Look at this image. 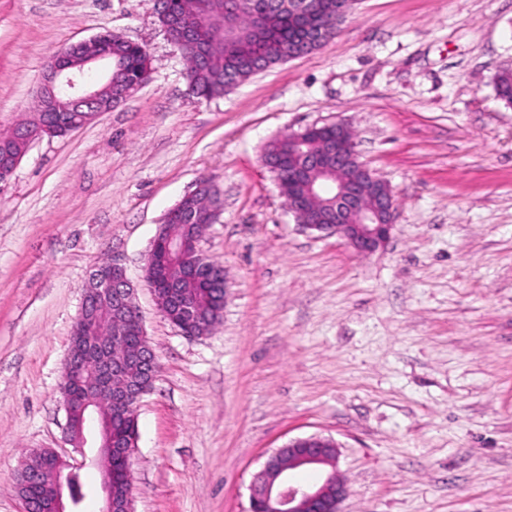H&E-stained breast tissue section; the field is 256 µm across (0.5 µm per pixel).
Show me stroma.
Here are the masks:
<instances>
[{"label": "stroma", "mask_w": 512, "mask_h": 512, "mask_svg": "<svg viewBox=\"0 0 512 512\" xmlns=\"http://www.w3.org/2000/svg\"><path fill=\"white\" fill-rule=\"evenodd\" d=\"M109 30L152 78L34 143L0 185V512L28 454L66 441L60 383L90 273L121 259L158 372L137 411L135 512H251L267 457L339 446L344 512H512V0H354L335 36L224 96L192 97L154 0H0V133L29 117L47 56ZM345 123L396 195L361 255L299 228L265 146ZM222 208L219 323L188 337L143 267L200 180Z\"/></svg>", "instance_id": "stroma-1"}]
</instances>
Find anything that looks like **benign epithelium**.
Wrapping results in <instances>:
<instances>
[{"instance_id":"benign-epithelium-1","label":"benign epithelium","mask_w":512,"mask_h":512,"mask_svg":"<svg viewBox=\"0 0 512 512\" xmlns=\"http://www.w3.org/2000/svg\"><path fill=\"white\" fill-rule=\"evenodd\" d=\"M99 42L93 36L52 53L36 92L34 117L18 126L20 140L29 145L45 137L68 135L134 94L124 90L107 103L101 101V88H112V55L101 51ZM99 62L106 64L107 75L101 83L89 87L82 80L84 71ZM322 129L328 131L325 152L336 156L338 167L347 161L357 167L358 176L324 185L333 196L334 210L319 217L315 224L299 221L298 225L304 231L336 235L357 253L370 254L390 238L395 216L393 190L385 183L374 196H368V186L379 178L358 160L350 130L340 122ZM178 215H185L180 202L168 212L153 245H163L168 255L174 251L192 254L193 268L197 270L205 257L198 250L189 252L185 241L168 231L171 219ZM155 252L151 249L145 261L143 281L166 315L167 297L160 294V289L171 288L173 283L157 280ZM103 306L122 315V322L110 336L94 332ZM195 316L194 307L184 306L180 319L173 324L183 334L194 336L196 332L190 325ZM130 334L136 337L131 346L126 343ZM156 370L157 357L147 339L135 302V288L125 267L117 259L97 267L85 285L61 382L67 441L79 458L66 459L48 448L32 451L29 459L33 460V468L23 472V480L46 487V493L41 501L20 495L24 512H77L80 502L74 495L71 475L89 460L101 464L114 453L126 458L133 455L137 438H113L112 419L136 412L141 398L152 387ZM338 458V445L330 438L313 435L289 441L288 461L274 468L266 462L257 475L251 489V512H342L347 488L337 471ZM304 466L325 468L322 481L309 487L294 483L290 472ZM101 493L99 512H134L132 488H127L124 496H117L112 470L107 466L102 467Z\"/></svg>"}]
</instances>
